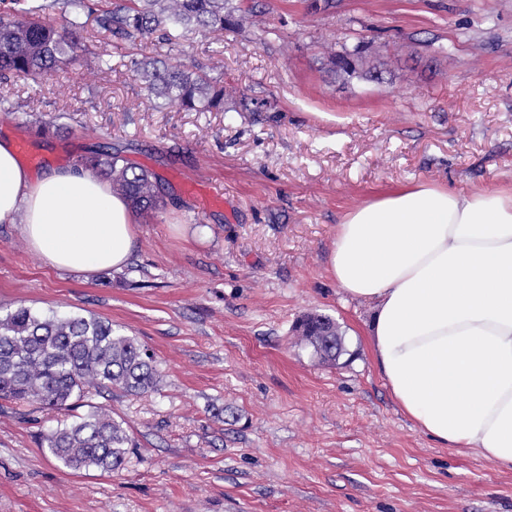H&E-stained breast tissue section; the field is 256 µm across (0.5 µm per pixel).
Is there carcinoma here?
Here are the masks:
<instances>
[{"label":"carcinoma","mask_w":512,"mask_h":512,"mask_svg":"<svg viewBox=\"0 0 512 512\" xmlns=\"http://www.w3.org/2000/svg\"><path fill=\"white\" fill-rule=\"evenodd\" d=\"M0 83L41 81L58 69L81 63L84 25L69 18L87 8L86 0H0ZM243 0H107L99 27L136 45L148 40L177 45L199 32L222 35L239 25ZM60 10L63 24L42 21ZM362 48L331 57L332 71L359 73ZM130 70L147 91L187 112H223L224 86L203 66L189 71L155 57L130 60ZM81 165L108 180L133 208L149 212L160 203L155 174L129 164L103 148L81 158ZM296 345L325 362L344 352L336 321L308 314L296 326ZM161 373L154 356L112 323L80 314H42L19 306L0 315V399L35 414L53 410L64 416L41 433L39 446L73 472L124 469L132 437L104 405L89 395L109 390L147 395L158 390ZM87 408L79 414L77 409Z\"/></svg>","instance_id":"obj_1"}]
</instances>
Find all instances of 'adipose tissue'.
<instances>
[{
	"label": "adipose tissue",
	"mask_w": 512,
	"mask_h": 512,
	"mask_svg": "<svg viewBox=\"0 0 512 512\" xmlns=\"http://www.w3.org/2000/svg\"><path fill=\"white\" fill-rule=\"evenodd\" d=\"M135 213L88 170L31 175L0 140V223L51 268L119 270ZM327 274L374 309L369 347L392 397L443 447L512 469V186L419 182L337 224Z\"/></svg>",
	"instance_id": "ef3b65f1"
}]
</instances>
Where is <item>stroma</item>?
<instances>
[{
    "label": "stroma",
    "instance_id": "stroma-1",
    "mask_svg": "<svg viewBox=\"0 0 512 512\" xmlns=\"http://www.w3.org/2000/svg\"><path fill=\"white\" fill-rule=\"evenodd\" d=\"M239 28L176 51L86 16L82 66L0 87L20 162L111 147L162 186L119 271L46 265L0 224V307L95 315L159 363L148 396L97 401L133 436L122 472L74 473L39 446L47 413L0 403V512H512V469L423 433L372 359L374 310L326 273L350 208L415 183L512 185V0H244ZM364 43L381 81L331 72ZM206 66L264 112L152 108L129 63ZM109 59L110 74L98 70ZM334 318L336 363L295 347Z\"/></svg>",
    "mask_w": 512,
    "mask_h": 512
}]
</instances>
